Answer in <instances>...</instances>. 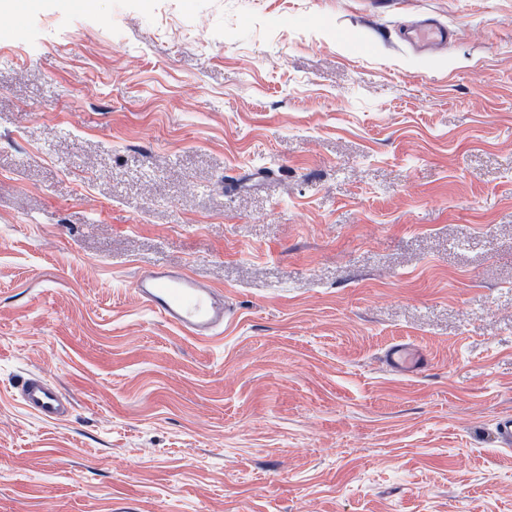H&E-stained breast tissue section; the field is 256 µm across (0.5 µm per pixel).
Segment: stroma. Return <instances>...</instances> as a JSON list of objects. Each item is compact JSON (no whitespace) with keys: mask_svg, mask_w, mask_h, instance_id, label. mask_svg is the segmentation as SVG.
I'll return each instance as SVG.
<instances>
[{"mask_svg":"<svg viewBox=\"0 0 512 512\" xmlns=\"http://www.w3.org/2000/svg\"><path fill=\"white\" fill-rule=\"evenodd\" d=\"M24 3L0 512H512V0ZM425 18L452 39L409 48ZM153 265L223 294L221 340L143 306ZM38 372L69 421L16 400ZM384 357L393 372L405 376L420 374L429 364L426 355L407 342L390 345Z\"/></svg>","mask_w":512,"mask_h":512,"instance_id":"1","label":"stroma"}]
</instances>
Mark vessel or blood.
<instances>
[{
    "instance_id": "vessel-or-blood-1",
    "label": "vessel or blood",
    "mask_w": 512,
    "mask_h": 512,
    "mask_svg": "<svg viewBox=\"0 0 512 512\" xmlns=\"http://www.w3.org/2000/svg\"><path fill=\"white\" fill-rule=\"evenodd\" d=\"M137 296L167 324L200 340L221 336L230 314L221 294L186 272L165 266H151L134 283ZM385 362L395 373L416 375L427 365L426 355L407 342L390 345ZM22 406L42 419L58 423L68 420L74 410L71 397L43 375L32 373L18 388Z\"/></svg>"
}]
</instances>
